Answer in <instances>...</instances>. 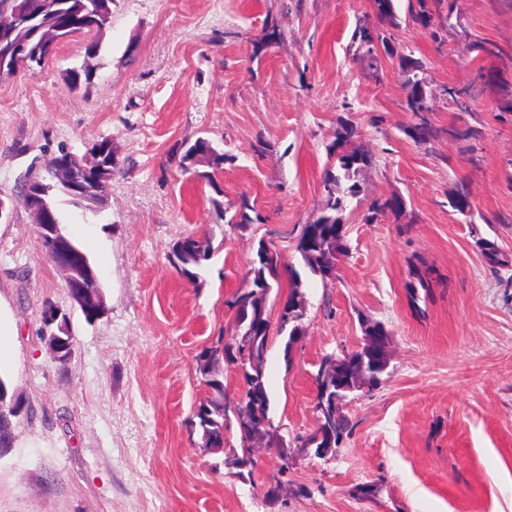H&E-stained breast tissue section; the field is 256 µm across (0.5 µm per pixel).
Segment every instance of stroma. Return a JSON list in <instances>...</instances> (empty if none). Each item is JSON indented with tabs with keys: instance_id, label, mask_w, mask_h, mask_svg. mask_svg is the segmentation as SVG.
Masks as SVG:
<instances>
[{
	"instance_id": "35a3bbf8",
	"label": "stroma",
	"mask_w": 512,
	"mask_h": 512,
	"mask_svg": "<svg viewBox=\"0 0 512 512\" xmlns=\"http://www.w3.org/2000/svg\"><path fill=\"white\" fill-rule=\"evenodd\" d=\"M395 6L401 21L377 76L347 52L357 23L377 21L370 0H114L105 29L61 42L37 73L0 79V197L11 202L0 309L14 328L0 376L22 402L0 451V512H512V112L489 92L467 113L442 94L476 81L475 40L498 47L492 65L512 80V0H457L458 24L438 43L405 21L407 0ZM270 18L280 39L268 35ZM409 53L436 98L426 145L406 133L399 58ZM88 60L90 81L71 87ZM343 124L354 129L347 150L371 162L340 214L347 248L335 278L303 284L294 362L281 338L271 342L274 421L292 437L315 427L318 365L357 348L362 319L384 325L388 368L344 407L352 431L335 455L299 458L270 500L273 449L256 448L244 480L237 430L214 453L190 434L207 394L195 358L231 333L227 302L259 240L300 266L299 232L326 207L321 182ZM464 126L478 132L469 147L448 134ZM200 137L226 156L213 187L178 165ZM104 139L120 171L103 204L56 198L100 280L106 310L90 323L43 251L21 188L50 155L81 156ZM463 186L472 225L450 205ZM391 198L401 210L367 223L372 204ZM244 202L261 220L241 231L222 212ZM191 234L220 243L198 282L173 259ZM479 236L502 265L485 261ZM418 261L435 279L414 305ZM47 298L70 318L63 365L43 337ZM366 485L372 493L361 494Z\"/></svg>"
}]
</instances>
